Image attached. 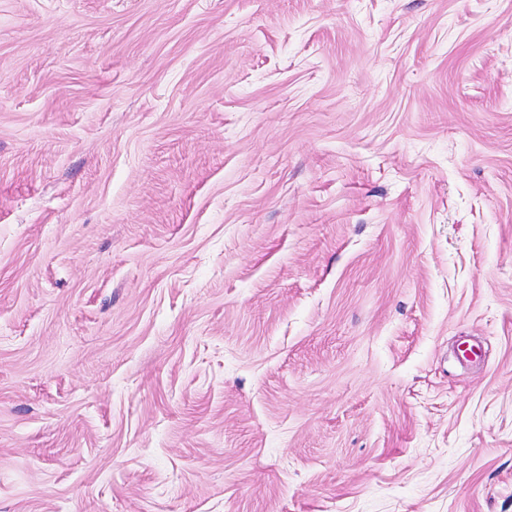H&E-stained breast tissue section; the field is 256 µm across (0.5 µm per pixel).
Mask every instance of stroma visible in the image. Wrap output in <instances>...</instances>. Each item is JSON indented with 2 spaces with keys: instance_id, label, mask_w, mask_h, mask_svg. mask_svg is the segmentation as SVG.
Segmentation results:
<instances>
[{
  "instance_id": "35a3bbf8",
  "label": "stroma",
  "mask_w": 512,
  "mask_h": 512,
  "mask_svg": "<svg viewBox=\"0 0 512 512\" xmlns=\"http://www.w3.org/2000/svg\"><path fill=\"white\" fill-rule=\"evenodd\" d=\"M0 512H512V0H0Z\"/></svg>"
}]
</instances>
